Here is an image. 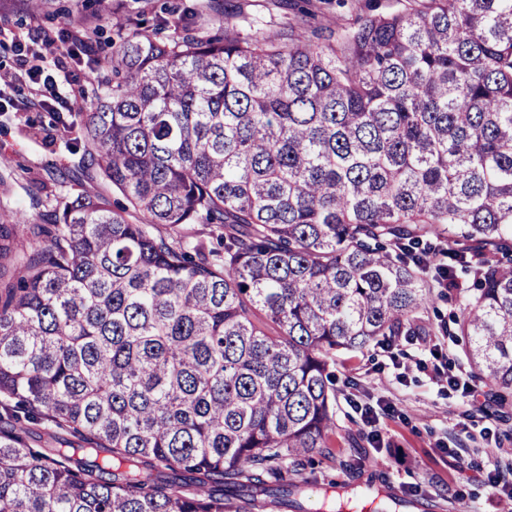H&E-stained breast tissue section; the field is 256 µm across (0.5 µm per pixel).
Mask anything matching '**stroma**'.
Wrapping results in <instances>:
<instances>
[{"label": "stroma", "instance_id": "obj_1", "mask_svg": "<svg viewBox=\"0 0 512 512\" xmlns=\"http://www.w3.org/2000/svg\"><path fill=\"white\" fill-rule=\"evenodd\" d=\"M202 4L198 18L209 26L214 11L234 18L239 29L259 24L268 34L291 22L305 25L343 24L373 4L378 12L400 9L399 0H110L119 17L144 15L176 21L173 7ZM102 26L94 0H49L34 9L30 0H0V73L15 67L14 38L36 37L38 30H60L80 19ZM71 134L56 130L48 109L33 104L24 86L0 95V224L28 217L53 223L56 201L86 191L120 200V193L89 168L75 151ZM42 206H34V198ZM456 302L439 299L421 312L439 337V364L425 359L415 337H399L391 349L378 346L336 357V428L327 448L314 458L289 463L284 474L297 490L304 512L328 506L330 512H361L373 497H391L394 504L424 503L428 512H502L487 474L493 468L494 446L512 448V403L489 402L474 408L461 394L437 381L436 369L469 371L466 345L456 336L452 316ZM373 407L387 402L394 416H380V441L371 440L361 415L348 396ZM462 448L465 463L448 458Z\"/></svg>", "mask_w": 512, "mask_h": 512}]
</instances>
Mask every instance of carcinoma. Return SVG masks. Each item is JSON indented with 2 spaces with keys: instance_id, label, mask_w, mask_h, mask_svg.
I'll return each mask as SVG.
<instances>
[{
  "instance_id": "carcinoma-1",
  "label": "carcinoma",
  "mask_w": 512,
  "mask_h": 512,
  "mask_svg": "<svg viewBox=\"0 0 512 512\" xmlns=\"http://www.w3.org/2000/svg\"><path fill=\"white\" fill-rule=\"evenodd\" d=\"M214 22L127 19L94 109L54 113L139 223L81 193L26 247L0 224V512L288 506L336 354L411 332L432 280L512 395V0Z\"/></svg>"
}]
</instances>
